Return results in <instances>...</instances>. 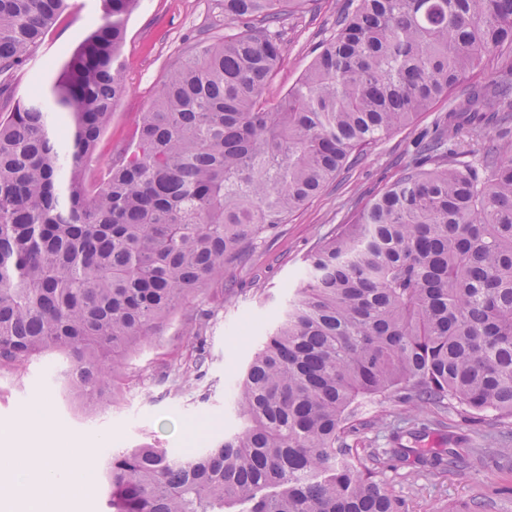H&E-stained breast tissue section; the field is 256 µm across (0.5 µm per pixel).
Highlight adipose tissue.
I'll use <instances>...</instances> for the list:
<instances>
[{"label": "adipose tissue", "instance_id": "adipose-tissue-1", "mask_svg": "<svg viewBox=\"0 0 512 512\" xmlns=\"http://www.w3.org/2000/svg\"><path fill=\"white\" fill-rule=\"evenodd\" d=\"M50 418L49 402H36L0 437V501L8 512H54L56 502L95 483L87 450L75 447L67 434L45 436Z\"/></svg>", "mask_w": 512, "mask_h": 512}]
</instances>
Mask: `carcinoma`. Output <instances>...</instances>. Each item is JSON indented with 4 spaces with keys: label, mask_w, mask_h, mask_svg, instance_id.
I'll list each match as a JSON object with an SVG mask.
<instances>
[{
    "label": "carcinoma",
    "mask_w": 512,
    "mask_h": 512,
    "mask_svg": "<svg viewBox=\"0 0 512 512\" xmlns=\"http://www.w3.org/2000/svg\"><path fill=\"white\" fill-rule=\"evenodd\" d=\"M98 2L102 23L49 89L18 96L68 0H0V372L61 355L88 408L354 153L465 85L399 179L308 256L236 384L242 430L106 464L107 512H399L378 455L347 442L360 399L512 418V142L489 139L471 163L445 148L465 126L512 122V0H350L276 99L281 23L308 0H217L233 32L188 47L132 143L89 179L127 90L138 0ZM207 324L182 326L198 352Z\"/></svg>",
    "instance_id": "obj_1"
}]
</instances>
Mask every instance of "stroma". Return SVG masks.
Listing matches in <instances>:
<instances>
[{
    "mask_svg": "<svg viewBox=\"0 0 512 512\" xmlns=\"http://www.w3.org/2000/svg\"><path fill=\"white\" fill-rule=\"evenodd\" d=\"M344 2L310 0L303 11L284 17V60L266 86L268 97L281 96L299 79L318 44L332 34ZM71 3V11L48 35L36 61L20 73L19 95L48 89L68 54L100 24L97 0ZM206 29L225 31L214 0H140L127 21V92L112 111L97 158L88 164L91 173H100L110 153L128 146L138 117L153 105L165 74L182 59L186 43ZM447 109V104H439L367 148L287 223L257 239L247 261L225 272L223 291L200 292L178 308L156 342L130 353L125 379L101 409H84L64 395L67 365L62 359L43 356L29 361L22 374L1 373L0 434L32 402L49 399L47 435H76L77 447L93 449L101 469L113 452L145 442L188 451L190 430H200L207 442L236 432L242 421L229 391L262 342L260 327L276 323L300 282L307 256L341 225L353 223L361 207L401 175L416 140L432 132ZM192 313L209 316L204 364L201 376L178 389L163 374L189 352L181 324ZM356 413L361 428L350 438L354 447L380 452L400 446L420 453L416 459H386L381 465L379 477L401 502L402 512H512L511 418L493 412L477 416L461 408H407L378 399L363 400ZM472 448L483 451L474 465L448 471L430 464L433 457H447L452 450L464 455Z\"/></svg>",
    "mask_w": 512,
    "mask_h": 512,
    "instance_id": "1",
    "label": "stroma"
}]
</instances>
